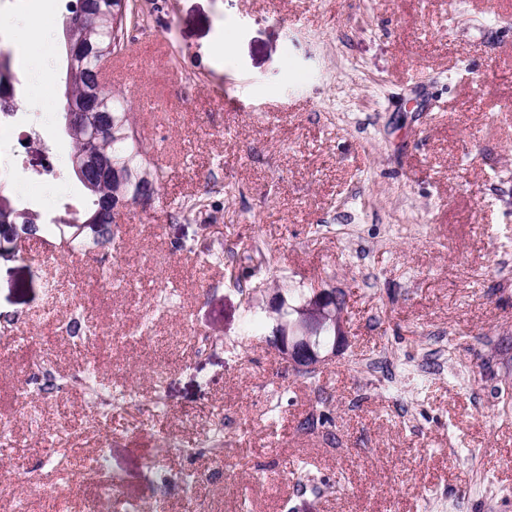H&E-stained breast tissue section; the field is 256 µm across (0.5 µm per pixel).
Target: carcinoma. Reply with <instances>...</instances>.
I'll return each instance as SVG.
<instances>
[{"mask_svg": "<svg viewBox=\"0 0 512 512\" xmlns=\"http://www.w3.org/2000/svg\"><path fill=\"white\" fill-rule=\"evenodd\" d=\"M76 16L85 24L73 31L76 51L66 59L62 113L76 119L77 132L68 136L71 155L89 159L78 178L87 204L52 218L13 203L1 189L0 238L35 239L57 253L87 254L112 248L118 234L112 208L153 199L164 175L139 139L128 102L117 91H105L100 80L103 62L122 50L128 26L144 20L136 0H69L63 27Z\"/></svg>", "mask_w": 512, "mask_h": 512, "instance_id": "1", "label": "carcinoma"}]
</instances>
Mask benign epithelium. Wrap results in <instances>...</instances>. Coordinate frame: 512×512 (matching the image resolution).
<instances>
[{
    "mask_svg": "<svg viewBox=\"0 0 512 512\" xmlns=\"http://www.w3.org/2000/svg\"><path fill=\"white\" fill-rule=\"evenodd\" d=\"M282 296L272 292L268 316L278 320L277 336L271 345L280 361L294 374L317 369L336 358L348 342L341 295L334 289H320L293 308L295 318L280 321ZM334 328L333 340L324 342L321 333Z\"/></svg>",
    "mask_w": 512,
    "mask_h": 512,
    "instance_id": "7a95c632",
    "label": "benign epithelium"
}]
</instances>
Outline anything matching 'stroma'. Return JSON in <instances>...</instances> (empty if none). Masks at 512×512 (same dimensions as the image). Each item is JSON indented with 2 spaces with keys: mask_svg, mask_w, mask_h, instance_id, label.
<instances>
[{
  "mask_svg": "<svg viewBox=\"0 0 512 512\" xmlns=\"http://www.w3.org/2000/svg\"><path fill=\"white\" fill-rule=\"evenodd\" d=\"M138 5L146 22L105 79L140 86L158 194L111 251L0 253V318L44 338V367L81 366L61 326L83 305L102 380L133 397L89 423L82 392L40 391L30 352L1 359L0 476L28 477L0 512L39 487L58 489L63 512H113L108 475L141 512H184L181 473L216 468L202 512H512V0ZM0 12L34 79L16 116L59 158L50 182L18 168L0 186L58 215L85 197L46 112L64 92L66 10L0 0ZM188 199L199 207L183 211ZM241 239L261 252L209 261ZM282 279L345 296L349 345L312 379L248 327ZM169 291L171 308L149 313ZM319 412L324 427L299 430ZM218 426L222 462L187 456ZM45 433L69 448L72 480L26 452ZM100 447L103 474L86 464Z\"/></svg>",
  "mask_w": 512,
  "mask_h": 512,
  "instance_id": "1",
  "label": "stroma"
}]
</instances>
